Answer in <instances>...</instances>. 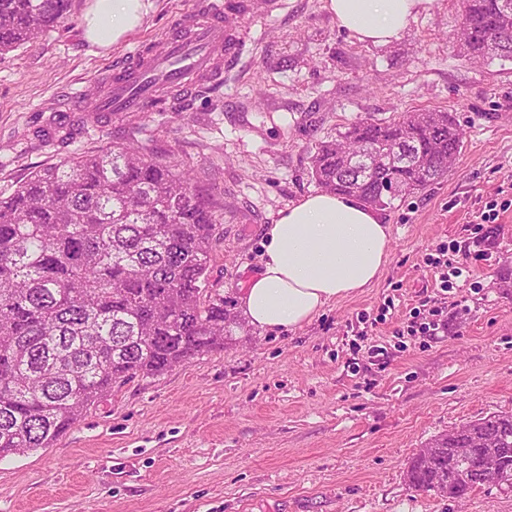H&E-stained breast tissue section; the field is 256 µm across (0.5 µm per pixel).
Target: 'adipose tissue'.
Returning <instances> with one entry per match:
<instances>
[{
    "instance_id": "obj_1",
    "label": "adipose tissue",
    "mask_w": 512,
    "mask_h": 512,
    "mask_svg": "<svg viewBox=\"0 0 512 512\" xmlns=\"http://www.w3.org/2000/svg\"><path fill=\"white\" fill-rule=\"evenodd\" d=\"M427 0H327L340 28L359 41L386 43ZM148 0H92L85 36L107 47L139 27ZM390 230L353 197L307 195L280 211L267 231L260 268L240 301L250 324L263 330L310 323L331 301L370 287L382 276Z\"/></svg>"
}]
</instances>
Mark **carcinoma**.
<instances>
[{
  "label": "carcinoma",
  "mask_w": 512,
  "mask_h": 512,
  "mask_svg": "<svg viewBox=\"0 0 512 512\" xmlns=\"http://www.w3.org/2000/svg\"><path fill=\"white\" fill-rule=\"evenodd\" d=\"M461 14L493 23L458 29L470 60H512V8L502 0H459ZM70 0H0V51L59 23ZM448 112H412L398 120L357 121L311 155V177L329 192L389 208L441 179L462 144ZM371 148L420 156L421 166L385 164L368 177L346 156ZM217 216L190 173L150 157L134 143L77 155L34 173L0 195V458L48 448L112 387L160 375L232 335L224 298L204 299ZM478 437L508 448L512 413L469 422ZM419 453L409 485L444 497L482 489L483 449L470 478L448 483V449Z\"/></svg>",
  "instance_id": "1"
}]
</instances>
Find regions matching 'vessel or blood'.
Listing matches in <instances>:
<instances>
[{
  "mask_svg": "<svg viewBox=\"0 0 512 512\" xmlns=\"http://www.w3.org/2000/svg\"><path fill=\"white\" fill-rule=\"evenodd\" d=\"M248 10L246 0H202L159 45L140 49L114 70L99 100L101 109L140 112L161 96L179 100L205 84L222 82L238 46L224 19Z\"/></svg>",
  "mask_w": 512,
  "mask_h": 512,
  "instance_id": "vessel-or-blood-1",
  "label": "vessel or blood"
}]
</instances>
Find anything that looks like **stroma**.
Listing matches in <instances>:
<instances>
[{
	"label": "stroma",
	"instance_id": "obj_1",
	"mask_svg": "<svg viewBox=\"0 0 512 512\" xmlns=\"http://www.w3.org/2000/svg\"><path fill=\"white\" fill-rule=\"evenodd\" d=\"M90 2L0 53V193L126 142L189 170L217 203L206 291L236 323L223 350L113 388L52 447L1 459L0 512H512V490L458 503L406 477L435 437L512 413V62L462 56L459 0H432L385 44L340 29L326 0H266L233 19L223 84L154 112H77L197 0H150L108 47L85 37ZM415 110L452 113L463 145L443 179L380 211L381 278L301 328L251 326L240 295L269 224L318 192L316 146ZM442 246L470 272L446 292L427 263ZM440 299L447 331L407 335Z\"/></svg>",
	"mask_w": 512,
	"mask_h": 512
}]
</instances>
